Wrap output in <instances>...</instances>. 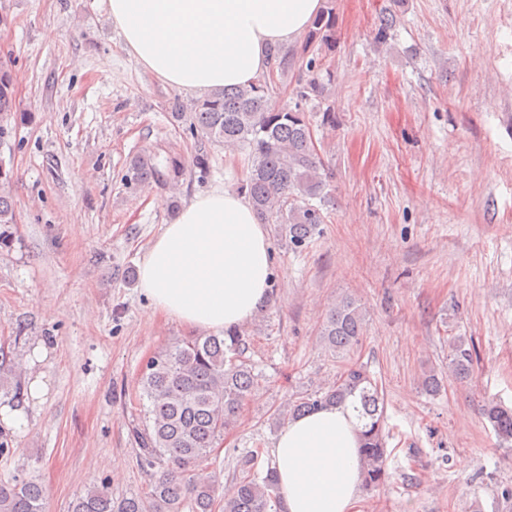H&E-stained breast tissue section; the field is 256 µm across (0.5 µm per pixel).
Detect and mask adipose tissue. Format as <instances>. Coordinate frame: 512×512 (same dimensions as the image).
Returning a JSON list of instances; mask_svg holds the SVG:
<instances>
[{"instance_id": "obj_1", "label": "adipose tissue", "mask_w": 512, "mask_h": 512, "mask_svg": "<svg viewBox=\"0 0 512 512\" xmlns=\"http://www.w3.org/2000/svg\"><path fill=\"white\" fill-rule=\"evenodd\" d=\"M127 53L190 94L248 85L269 71L321 0H106ZM273 276L267 232L250 201L216 188L196 195L147 250L139 287L152 311L211 331L247 323ZM353 408L291 420L273 439L284 512H352L360 485Z\"/></svg>"}]
</instances>
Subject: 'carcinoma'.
<instances>
[{
  "mask_svg": "<svg viewBox=\"0 0 512 512\" xmlns=\"http://www.w3.org/2000/svg\"><path fill=\"white\" fill-rule=\"evenodd\" d=\"M334 40L333 0H326L292 54L273 51L264 81L219 89L188 106L176 99L168 103L170 119L187 124L195 155L182 157L174 144L142 149L130 158L121 181L128 189L154 185L174 194L188 166L209 170V145L240 146L250 163L242 189L258 217L274 225L276 237L288 249L302 247L324 223L322 211L310 200L326 195L328 173L303 109L298 104L276 108L269 94L272 84L301 61L307 79L296 89V98L324 96L319 51L332 48ZM27 119V113L17 111L13 74L1 66L0 141L12 133L11 123ZM11 184L10 171L0 165V224L15 223ZM365 321L366 313L355 299L341 298L321 326L322 348L346 357L358 345ZM246 349V336L234 329L222 336H192L158 351L140 378V399L147 400L145 424L132 429L142 466L158 470L157 477L147 492L116 499L108 487L94 485L74 499L70 512H281L276 472L269 466L259 475L257 448L242 462L235 492L225 500L219 497L217 477L194 469L199 459L214 452L258 385ZM476 356L466 337L455 336L448 369L464 380ZM348 403L360 422L362 485L377 487L387 478L384 399L377 380L364 368L348 367L333 385L288 403L281 416L293 419ZM482 415L501 443H512V408L487 401ZM45 500V490L36 482H0V512H45Z\"/></svg>",
  "mask_w": 512,
  "mask_h": 512,
  "instance_id": "obj_1",
  "label": "carcinoma"
}]
</instances>
